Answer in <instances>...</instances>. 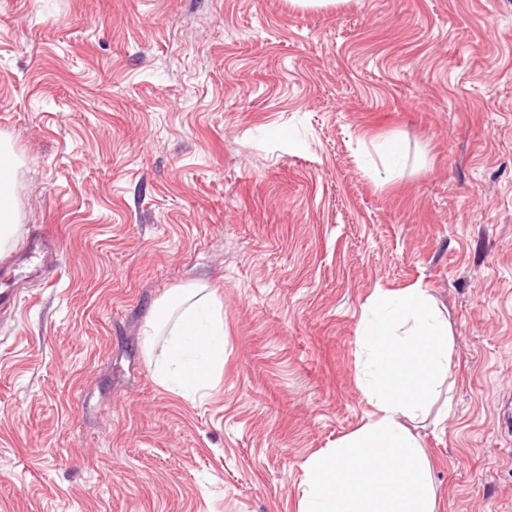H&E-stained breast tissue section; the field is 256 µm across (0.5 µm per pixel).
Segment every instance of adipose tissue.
Wrapping results in <instances>:
<instances>
[{"label":"adipose tissue","instance_id":"ef3b65f1","mask_svg":"<svg viewBox=\"0 0 512 512\" xmlns=\"http://www.w3.org/2000/svg\"><path fill=\"white\" fill-rule=\"evenodd\" d=\"M143 332L146 349L163 337L153 376L188 396L224 369L223 304L207 286L174 291ZM370 410L352 432L305 465L298 512H437L433 459L408 427L425 415L448 377L451 328L421 282L376 289L360 329Z\"/></svg>","mask_w":512,"mask_h":512}]
</instances>
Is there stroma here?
I'll use <instances>...</instances> for the list:
<instances>
[{"instance_id": "1", "label": "stroma", "mask_w": 512, "mask_h": 512, "mask_svg": "<svg viewBox=\"0 0 512 512\" xmlns=\"http://www.w3.org/2000/svg\"><path fill=\"white\" fill-rule=\"evenodd\" d=\"M0 137L8 251L60 247L0 267V512H297L369 409L368 298L416 281L440 512H512V0H0ZM192 283L227 344L185 397L143 329ZM16 168L12 164L0 163V248L13 238L17 224L14 217ZM59 256L56 239L41 228H33L22 250L12 256L7 266L20 267L22 263L36 260L35 271H41L55 267Z\"/></svg>"}]
</instances>
